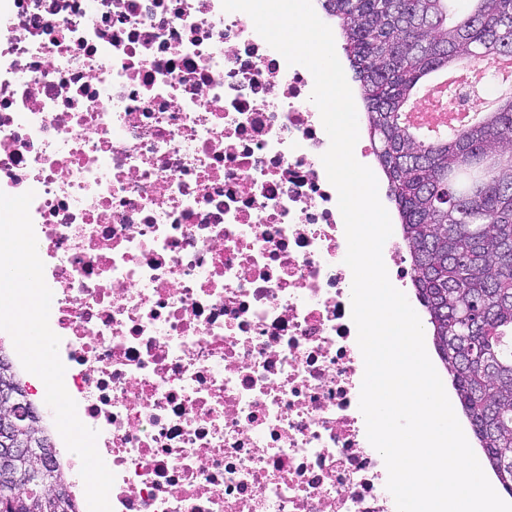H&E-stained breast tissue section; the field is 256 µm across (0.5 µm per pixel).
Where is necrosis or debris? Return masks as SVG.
<instances>
[{
  "instance_id": "4bbe7bcc",
  "label": "necrosis or debris",
  "mask_w": 512,
  "mask_h": 512,
  "mask_svg": "<svg viewBox=\"0 0 512 512\" xmlns=\"http://www.w3.org/2000/svg\"><path fill=\"white\" fill-rule=\"evenodd\" d=\"M313 85L222 0H0V191L113 512H396Z\"/></svg>"
}]
</instances>
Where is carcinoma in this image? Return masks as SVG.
I'll return each mask as SVG.
<instances>
[{
    "mask_svg": "<svg viewBox=\"0 0 512 512\" xmlns=\"http://www.w3.org/2000/svg\"><path fill=\"white\" fill-rule=\"evenodd\" d=\"M359 82L375 157L397 205L433 345L502 488L512 495V96L481 123L421 142L399 124L431 72L512 54V0H321ZM25 388L0 349V386ZM45 464L0 461V512H77L42 425L18 419ZM45 468L48 476L34 474Z\"/></svg>",
    "mask_w": 512,
    "mask_h": 512,
    "instance_id": "obj_1",
    "label": "carcinoma"
}]
</instances>
